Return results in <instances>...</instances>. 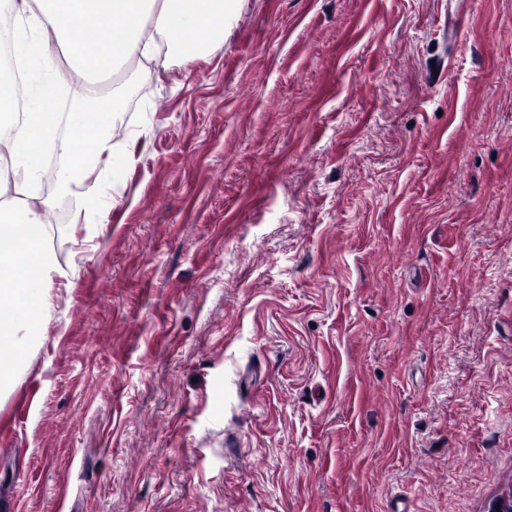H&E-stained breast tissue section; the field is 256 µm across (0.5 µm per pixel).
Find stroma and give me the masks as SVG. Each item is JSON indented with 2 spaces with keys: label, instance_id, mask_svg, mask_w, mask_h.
Returning <instances> with one entry per match:
<instances>
[{
  "label": "stroma",
  "instance_id": "35a3bbf8",
  "mask_svg": "<svg viewBox=\"0 0 512 512\" xmlns=\"http://www.w3.org/2000/svg\"><path fill=\"white\" fill-rule=\"evenodd\" d=\"M0 381V512H490L512 490V0H240L126 62ZM107 191L108 221L75 216Z\"/></svg>",
  "mask_w": 512,
  "mask_h": 512
}]
</instances>
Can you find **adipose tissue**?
<instances>
[{
  "label": "adipose tissue",
  "instance_id": "adipose-tissue-1",
  "mask_svg": "<svg viewBox=\"0 0 512 512\" xmlns=\"http://www.w3.org/2000/svg\"><path fill=\"white\" fill-rule=\"evenodd\" d=\"M237 0H0L14 15L0 43L11 54L0 59V160L13 178L0 180V274L10 282L0 289V368L24 355L20 332L33 328L44 306V288L61 275L49 246L53 232L34 202L40 197L38 172L47 153L62 164L56 190L80 186L90 161L121 173L113 129L121 123L123 101L111 106L97 98L100 77L124 62L158 55L208 57L224 48V26ZM94 29V44L70 53L72 35ZM68 64L76 79L73 106L61 111L64 96L54 78ZM95 146L94 159L79 154L80 144Z\"/></svg>",
  "mask_w": 512,
  "mask_h": 512
}]
</instances>
